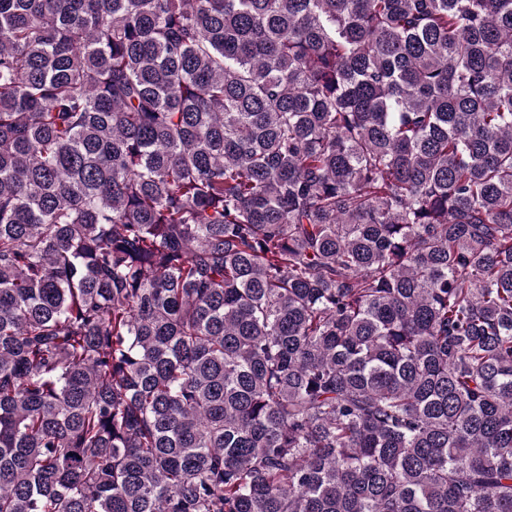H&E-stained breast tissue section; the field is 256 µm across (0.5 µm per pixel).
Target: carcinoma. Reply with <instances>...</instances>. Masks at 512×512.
<instances>
[{"instance_id":"cac0c4a2","label":"carcinoma","mask_w":512,"mask_h":512,"mask_svg":"<svg viewBox=\"0 0 512 512\" xmlns=\"http://www.w3.org/2000/svg\"><path fill=\"white\" fill-rule=\"evenodd\" d=\"M0 512H512V0H0Z\"/></svg>"}]
</instances>
